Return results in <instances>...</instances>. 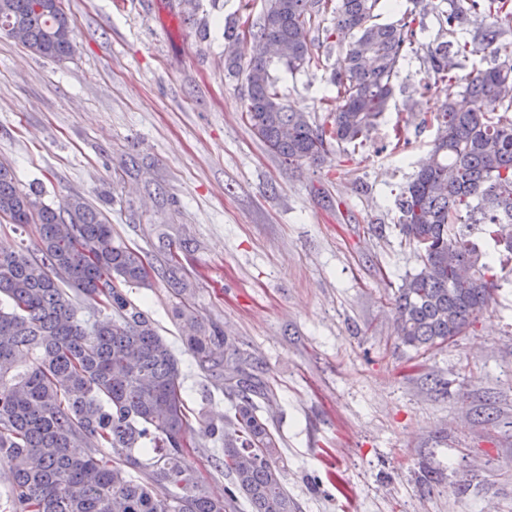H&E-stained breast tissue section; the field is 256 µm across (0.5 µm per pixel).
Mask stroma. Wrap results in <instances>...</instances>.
I'll use <instances>...</instances> for the list:
<instances>
[{
	"label": "stroma",
	"mask_w": 512,
	"mask_h": 512,
	"mask_svg": "<svg viewBox=\"0 0 512 512\" xmlns=\"http://www.w3.org/2000/svg\"><path fill=\"white\" fill-rule=\"evenodd\" d=\"M64 6L69 60L0 35V161L53 208L84 196L153 264L176 257L201 314L271 387L262 413L301 512H512V262L466 333L428 354L401 344L392 308L420 266L394 198L432 149L426 114L460 92L425 87L448 38L435 14L364 145L293 167L251 133L224 68L226 22L259 19L263 0ZM273 74L285 104L324 121L323 69ZM125 292L180 360L189 407L221 419L229 400L186 352L168 279ZM191 445L184 466L221 492L219 444L198 425Z\"/></svg>",
	"instance_id": "35a3bbf8"
}]
</instances>
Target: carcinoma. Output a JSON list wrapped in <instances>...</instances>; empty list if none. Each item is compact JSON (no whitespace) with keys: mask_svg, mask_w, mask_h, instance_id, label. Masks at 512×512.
I'll list each match as a JSON object with an SVG mask.
<instances>
[{"mask_svg":"<svg viewBox=\"0 0 512 512\" xmlns=\"http://www.w3.org/2000/svg\"><path fill=\"white\" fill-rule=\"evenodd\" d=\"M330 0H264L258 22L224 28V67L244 88L252 132L290 165L317 164L333 144L369 138L390 106L393 78L413 45V11L402 24L378 22L385 0H338L333 35L341 52L329 76L342 107L314 124L282 102L274 64L291 72L315 64L312 30ZM451 39L429 51L433 85L456 84L431 117L432 151L395 197L399 234L420 270L402 279L394 315L402 344L428 351L466 332L489 305L500 277L479 241L512 256V28L509 0H433ZM474 23L471 38L458 37ZM0 33L55 62L74 53V25L63 0H0ZM252 39L245 59L235 46ZM274 45L281 53L271 56ZM483 51L494 65L460 74ZM0 217L37 226L41 256L0 253V462L10 474L8 512H299L280 465V438L261 414L270 387L245 353L217 333L194 305L175 309L182 343L231 405L206 428L232 475L214 494L181 457L192 432L178 359L119 284L148 285L139 251L114 241L112 224L81 195L66 214L42 191L19 187L0 162ZM162 273L177 294L193 293L168 259ZM112 450V461L96 449Z\"/></svg>","mask_w":512,"mask_h":512,"instance_id":"cac0c4a2","label":"carcinoma"}]
</instances>
